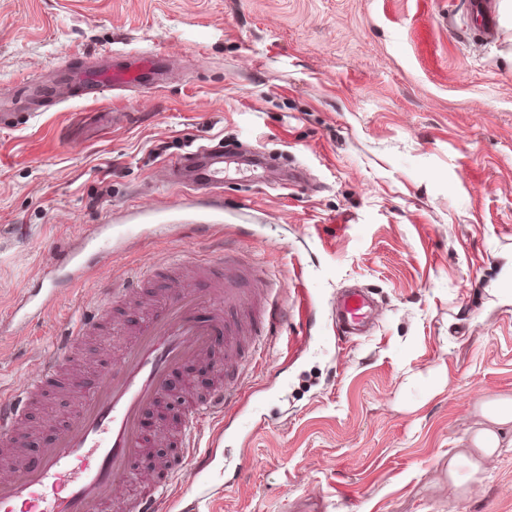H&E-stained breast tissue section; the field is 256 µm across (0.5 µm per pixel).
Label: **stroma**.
Masks as SVG:
<instances>
[{
	"label": "stroma",
	"mask_w": 512,
	"mask_h": 512,
	"mask_svg": "<svg viewBox=\"0 0 512 512\" xmlns=\"http://www.w3.org/2000/svg\"><path fill=\"white\" fill-rule=\"evenodd\" d=\"M498 9L491 43L465 0H0V316L89 228L196 219L166 183L174 159L225 142L271 158L225 170L216 221L282 286L288 323L247 364L239 413L201 425L210 461L185 467L165 512L191 496L198 512H512V447L448 494L449 457L476 455L477 403L512 396V5ZM111 51L161 52L167 86L54 96L65 62ZM211 247L148 230L39 320L0 328V387L15 390L99 288L146 278L28 407L6 465L119 361L162 297L157 262ZM349 287L372 291L378 316L345 342L333 303ZM223 370L218 336L207 362L174 371L122 494L161 477L158 452Z\"/></svg>",
	"instance_id": "35a3bbf8"
}]
</instances>
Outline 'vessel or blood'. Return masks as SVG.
<instances>
[{
	"instance_id": "1",
	"label": "vessel or blood",
	"mask_w": 512,
	"mask_h": 512,
	"mask_svg": "<svg viewBox=\"0 0 512 512\" xmlns=\"http://www.w3.org/2000/svg\"><path fill=\"white\" fill-rule=\"evenodd\" d=\"M161 62V55L152 53L139 68L116 66L91 72L71 68L67 75L74 98L86 100L115 86L159 88L156 75ZM224 156L221 149L205 154L189 176L184 173V162L176 161L169 167L170 178L193 190L205 187L212 191L224 179ZM116 242L111 225L90 229L78 244L44 267L43 279L50 291L59 287L61 278L78 279L85 269L111 256ZM182 262L207 269L210 278L223 281V291L191 288L172 280L158 311L146 321L117 365L100 374L95 390L83 397L74 417L56 429L53 440L38 455L25 458L9 477L0 479V512H101L106 504L117 506L119 512H158L168 483L155 484L127 500L118 498L117 491L130 478L133 460L143 454L138 435L143 415L158 404L176 368L188 359L209 354L211 336L218 326L224 329L226 351L223 383L192 406L179 441L185 455L195 452L200 418L229 412L238 405L245 385L241 359L258 354L261 338L275 334L288 311L277 288L255 266L241 268L233 249L223 243H216L205 256L192 254ZM245 273L250 276L246 282L252 294L260 300L256 314L240 300ZM50 291L40 300L50 302ZM36 300L30 293L19 296L7 314L9 325L25 327ZM224 301L235 303L234 314H223L220 304ZM111 307L112 292L107 289L94 310L82 314L68 336L56 341L23 388L0 389V442L15 439L23 405L55 384L80 337L94 332ZM205 309L211 315L207 322L199 318ZM370 309L371 299L363 290L341 292L337 298L339 335L350 336L364 325Z\"/></svg>"
}]
</instances>
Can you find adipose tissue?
Here are the masks:
<instances>
[{"instance_id": "ef3b65f1", "label": "adipose tissue", "mask_w": 512, "mask_h": 512, "mask_svg": "<svg viewBox=\"0 0 512 512\" xmlns=\"http://www.w3.org/2000/svg\"><path fill=\"white\" fill-rule=\"evenodd\" d=\"M481 414L486 420L485 428L479 429L471 438L478 450V458L468 460L469 471L460 474L458 458L448 461V491L453 496L462 495L471 484L477 483L478 476L496 456L505 443L506 426L512 423V396H493L481 404Z\"/></svg>"}]
</instances>
